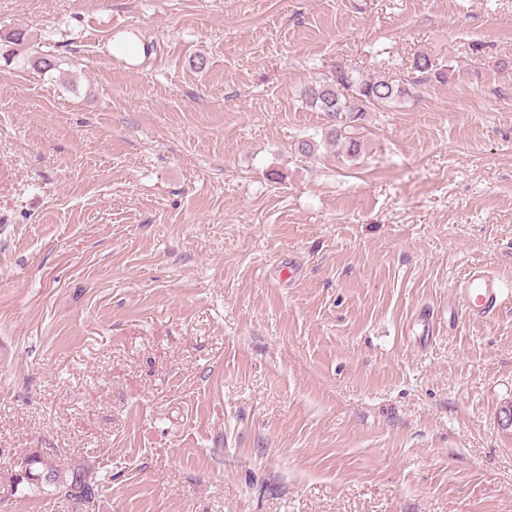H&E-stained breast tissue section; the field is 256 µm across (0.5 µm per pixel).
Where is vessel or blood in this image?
Instances as JSON below:
<instances>
[{
	"label": "vessel or blood",
	"mask_w": 512,
	"mask_h": 512,
	"mask_svg": "<svg viewBox=\"0 0 512 512\" xmlns=\"http://www.w3.org/2000/svg\"><path fill=\"white\" fill-rule=\"evenodd\" d=\"M502 279L484 265H474L452 286L455 323L493 317L502 304Z\"/></svg>",
	"instance_id": "obj_1"
}]
</instances>
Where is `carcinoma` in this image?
Segmentation results:
<instances>
[{
	"label": "carcinoma",
	"instance_id": "cac0c4a2",
	"mask_svg": "<svg viewBox=\"0 0 512 512\" xmlns=\"http://www.w3.org/2000/svg\"><path fill=\"white\" fill-rule=\"evenodd\" d=\"M413 77L407 83H396L383 77H364L351 66L336 68L328 83L306 86L301 93L305 105L324 114L328 123L326 141L341 144L346 154L356 157L362 153L363 142L356 136L359 121L370 112L394 107L412 96V89L426 83L452 84L458 71L448 61L427 53L413 56L410 64ZM31 477L27 483L51 482L57 494L77 504L93 500L100 491V482H86L87 470L78 469L62 478L38 456L27 459Z\"/></svg>",
	"mask_w": 512,
	"mask_h": 512
}]
</instances>
